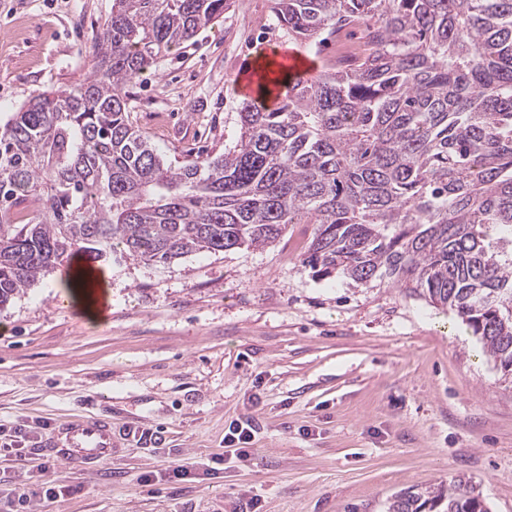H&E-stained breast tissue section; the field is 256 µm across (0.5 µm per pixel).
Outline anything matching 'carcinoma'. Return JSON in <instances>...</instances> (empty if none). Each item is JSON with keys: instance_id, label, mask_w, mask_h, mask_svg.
<instances>
[{"instance_id": "cac0c4a2", "label": "carcinoma", "mask_w": 512, "mask_h": 512, "mask_svg": "<svg viewBox=\"0 0 512 512\" xmlns=\"http://www.w3.org/2000/svg\"><path fill=\"white\" fill-rule=\"evenodd\" d=\"M317 44L366 25L364 54L293 73L239 112L235 146L175 168L128 119L123 86L192 43L229 0H112L97 64L0 127V309L80 255L146 264L264 247L314 225L303 266L388 280L448 308L512 376V0H271ZM388 512H488L459 479Z\"/></svg>"}]
</instances>
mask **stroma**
Segmentation results:
<instances>
[{"instance_id": "1", "label": "stroma", "mask_w": 512, "mask_h": 512, "mask_svg": "<svg viewBox=\"0 0 512 512\" xmlns=\"http://www.w3.org/2000/svg\"><path fill=\"white\" fill-rule=\"evenodd\" d=\"M112 0H0V124L92 72ZM298 47L322 71L335 37L296 45L270 0H234L195 44L124 92L129 121L172 165L239 136L242 82L259 52ZM313 236L291 224L262 248L147 265L113 253L91 323L59 274L0 310V512L38 482L78 493L36 512H387L392 495L458 479L512 512V383L452 312L388 282L318 278ZM111 419L97 469L40 472L60 420ZM250 421L246 460L226 452ZM194 462L195 479L142 486ZM252 438V427L248 422L243 426L241 423L232 422L228 427V432L224 435L225 447H237V445L250 444ZM248 448L245 446H239L234 450L237 451L238 455L242 458L248 457Z\"/></svg>"}]
</instances>
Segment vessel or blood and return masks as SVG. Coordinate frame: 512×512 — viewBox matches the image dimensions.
<instances>
[{
    "label": "vessel or blood",
    "instance_id": "vessel-or-blood-1",
    "mask_svg": "<svg viewBox=\"0 0 512 512\" xmlns=\"http://www.w3.org/2000/svg\"><path fill=\"white\" fill-rule=\"evenodd\" d=\"M45 448L63 465L96 467L112 458V422L101 417L69 421L55 429Z\"/></svg>",
    "mask_w": 512,
    "mask_h": 512
}]
</instances>
